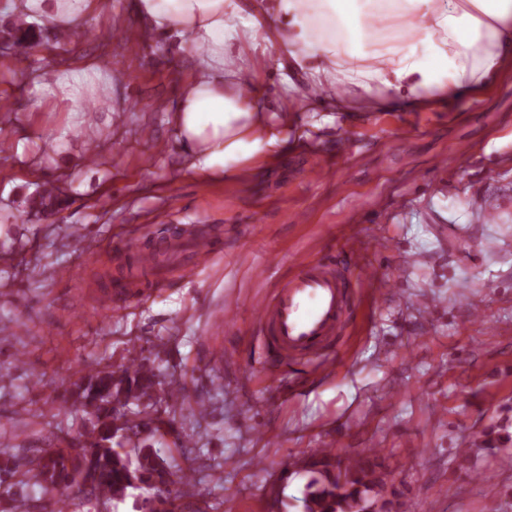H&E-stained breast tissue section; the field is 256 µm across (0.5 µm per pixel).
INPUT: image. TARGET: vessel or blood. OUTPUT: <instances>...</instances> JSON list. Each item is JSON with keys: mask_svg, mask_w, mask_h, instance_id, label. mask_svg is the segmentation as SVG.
Instances as JSON below:
<instances>
[{"mask_svg": "<svg viewBox=\"0 0 512 512\" xmlns=\"http://www.w3.org/2000/svg\"><path fill=\"white\" fill-rule=\"evenodd\" d=\"M215 256L209 235L196 231L190 237L188 256L181 266L182 277L207 268ZM375 276L376 269L369 264L343 266L327 254L297 255L274 293L261 294L253 300L258 353L268 362L283 366L308 363L322 376L334 375V348L348 325L350 288Z\"/></svg>", "mask_w": 512, "mask_h": 512, "instance_id": "b4317fda", "label": "vessel or blood"}]
</instances>
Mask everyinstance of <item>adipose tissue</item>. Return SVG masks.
Returning a JSON list of instances; mask_svg holds the SVG:
<instances>
[{
	"label": "adipose tissue",
	"instance_id": "obj_1",
	"mask_svg": "<svg viewBox=\"0 0 512 512\" xmlns=\"http://www.w3.org/2000/svg\"><path fill=\"white\" fill-rule=\"evenodd\" d=\"M97 0H8L11 18L83 29ZM152 41L192 43V82L172 121L196 171L239 176L289 146L296 112L340 85V112L454 108L512 67V0H129ZM397 30L389 40L384 29ZM95 69L58 70L86 111Z\"/></svg>",
	"mask_w": 512,
	"mask_h": 512
}]
</instances>
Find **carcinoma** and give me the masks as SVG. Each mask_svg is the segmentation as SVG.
Segmentation results:
<instances>
[{
    "mask_svg": "<svg viewBox=\"0 0 512 512\" xmlns=\"http://www.w3.org/2000/svg\"><path fill=\"white\" fill-rule=\"evenodd\" d=\"M46 29L22 22L0 30V42L19 55H32ZM34 210L53 214L62 209L63 200L53 187L44 185L33 199ZM72 406L81 412L79 436L84 442L76 449H60L59 460L48 467L41 463L23 470L5 463L0 466V486L7 490L11 502L24 500L13 488H38L42 496L61 502L64 492L72 488L74 474L85 467L99 472L91 490L94 498L106 503L122 501L128 490L138 483L150 484L157 492L156 503L149 512H174V505L163 497L174 483L167 461L157 449L142 444L125 447L124 434L158 430L155 414L159 408L176 403L172 394L159 395L155 390L154 372L144 358L127 363L118 371L94 368L79 370L69 383ZM378 451L370 448L355 464L338 466L332 450L296 463L298 470L310 475L303 493L304 512H390L396 496L394 485L377 463Z\"/></svg>",
    "mask_w": 512,
    "mask_h": 512,
    "instance_id": "carcinoma-1",
    "label": "carcinoma"
}]
</instances>
